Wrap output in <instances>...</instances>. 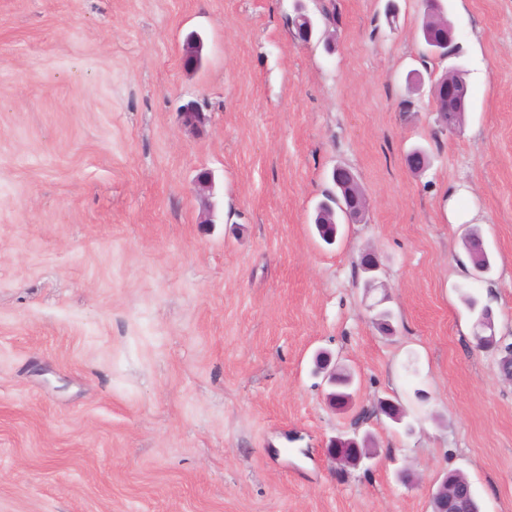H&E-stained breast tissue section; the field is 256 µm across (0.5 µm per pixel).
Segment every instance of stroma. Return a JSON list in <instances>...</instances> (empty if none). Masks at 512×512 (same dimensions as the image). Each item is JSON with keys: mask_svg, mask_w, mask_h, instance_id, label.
<instances>
[{"mask_svg": "<svg viewBox=\"0 0 512 512\" xmlns=\"http://www.w3.org/2000/svg\"><path fill=\"white\" fill-rule=\"evenodd\" d=\"M441 4L438 58L423 0H0V512H431L456 472L512 512V382L459 293L512 343V0ZM455 70L451 131L428 85ZM338 166L368 208L328 245ZM339 436L371 459L334 466ZM338 191L334 197L328 199V202L320 203L316 212L315 227L317 233L327 244H332L334 233L336 231L337 234V231L339 230L338 211L344 214L341 207V204H343L341 192L339 189ZM332 204H334V206ZM465 248L472 259L473 265L477 264L484 269L485 271L483 273H487L491 270L492 262L490 256L485 250L482 238L477 231H471L465 238Z\"/></svg>", "mask_w": 512, "mask_h": 512, "instance_id": "obj_1", "label": "stroma"}]
</instances>
